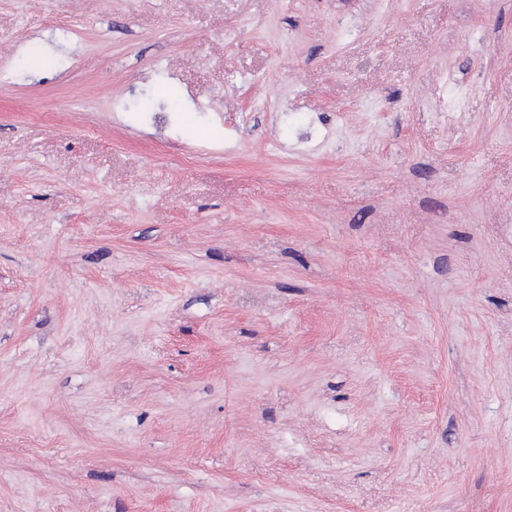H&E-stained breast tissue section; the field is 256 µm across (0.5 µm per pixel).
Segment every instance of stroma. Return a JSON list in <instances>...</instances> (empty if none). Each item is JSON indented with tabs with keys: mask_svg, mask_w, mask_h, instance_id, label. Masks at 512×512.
I'll return each mask as SVG.
<instances>
[{
	"mask_svg": "<svg viewBox=\"0 0 512 512\" xmlns=\"http://www.w3.org/2000/svg\"><path fill=\"white\" fill-rule=\"evenodd\" d=\"M0 512H512V0H0Z\"/></svg>",
	"mask_w": 512,
	"mask_h": 512,
	"instance_id": "35a3bbf8",
	"label": "stroma"
}]
</instances>
